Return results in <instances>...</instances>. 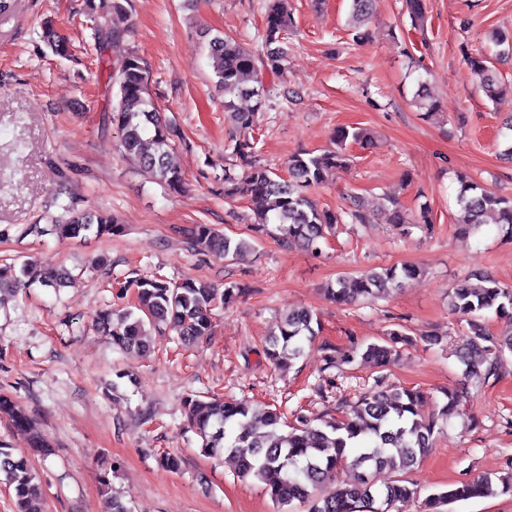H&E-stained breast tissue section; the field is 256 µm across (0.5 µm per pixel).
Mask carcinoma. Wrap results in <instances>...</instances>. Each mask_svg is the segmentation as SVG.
<instances>
[{
    "instance_id": "1",
    "label": "carcinoma",
    "mask_w": 512,
    "mask_h": 512,
    "mask_svg": "<svg viewBox=\"0 0 512 512\" xmlns=\"http://www.w3.org/2000/svg\"><path fill=\"white\" fill-rule=\"evenodd\" d=\"M126 2L85 0V9L91 14L122 13ZM374 8L375 0H351L347 31L353 41L366 38V25ZM406 11L413 27L424 28V0H406ZM289 27L290 18L282 0H273L266 8L260 35L264 53L256 55L222 33L208 35L205 46L214 83L224 93V112L236 129V136L227 145L231 162L224 166V198L245 203L246 220L255 234L270 235L286 248L298 247L317 254L335 233L336 225L375 222L373 210L356 194L347 195V206L339 213L318 208L307 194L323 182L326 172L348 169L351 155L347 145H365L371 137L360 127L338 128L333 147L318 154H292L286 162L285 176L258 159L254 133L266 106L262 71L284 75L287 51L282 43ZM43 34L53 52L69 53L67 41L51 25L44 26ZM468 64L473 81L491 101L506 94L507 88L488 61L471 57ZM110 81L114 92L108 120L119 133L123 156L170 192H181L184 176L170 162V151L180 133L153 99L148 63L137 52L128 50L120 71ZM243 99L254 104L244 108L238 104ZM411 103L428 117L441 111L427 81L421 78L416 81ZM458 181L459 234L469 236L489 222L512 230V198L497 195L466 175H459ZM389 203L391 224L432 221L424 204L409 220L396 199H389ZM26 232L82 239L90 234L112 236L119 227L112 216L103 212L74 211L64 220L51 219L43 226L36 221ZM189 235L195 249L227 262L255 249V239L233 238L210 224L193 225ZM417 273L413 266L370 268L338 277L325 288V293L330 301L349 305L384 297ZM71 278L72 273L66 268L24 262L17 275L0 277V293L9 295L30 281L58 292ZM121 288L132 291L135 302L101 312L95 326L111 338L112 346L138 352L149 351L148 337L155 332H174L185 345L210 335L212 310L235 294L233 285L221 292L206 280L177 283L163 276L132 277ZM448 308L461 326L455 356L462 366L463 382L460 389L444 394V401L436 405L431 415L422 414L425 394L421 390L389 385L382 379L356 403L336 406V413L326 414L316 425L300 413L289 424L266 406L189 394L184 399L185 415L202 439V451L210 456L223 453L231 457L239 478L268 486L276 512H290L296 501L310 504L308 512H393L398 503L414 497L417 490L401 480L380 484L379 474L412 470L432 448L435 433L459 413L469 383L498 377L512 357V330L497 336L484 321V312L492 311L512 324V288L476 269L448 292ZM317 324L318 318L310 310L287 312L279 333L266 340V358L279 368L292 366L311 347L318 334ZM412 343L405 329H393L376 342L356 344L342 352L326 347L323 361L331 368L350 364L359 356L382 369ZM0 413L9 417L13 427L29 429L27 415L1 395ZM347 468L357 471L352 481L341 479ZM1 475L13 491L17 512H38L40 489L29 460L2 442ZM499 492L512 493V472L485 473L460 481L450 490L432 494L424 506L426 512H445V506L451 503Z\"/></svg>"
}]
</instances>
